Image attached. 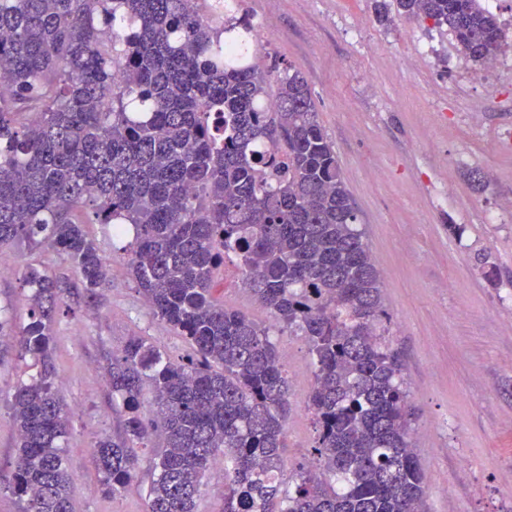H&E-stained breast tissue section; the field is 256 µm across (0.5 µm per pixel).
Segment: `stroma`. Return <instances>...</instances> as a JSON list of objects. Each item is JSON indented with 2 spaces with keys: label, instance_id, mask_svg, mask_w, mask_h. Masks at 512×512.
<instances>
[{
  "label": "stroma",
  "instance_id": "35a3bbf8",
  "mask_svg": "<svg viewBox=\"0 0 512 512\" xmlns=\"http://www.w3.org/2000/svg\"><path fill=\"white\" fill-rule=\"evenodd\" d=\"M239 4L256 27L262 65L276 57L301 72L336 145L403 353L427 512H512V79L471 80L476 65L447 30L398 17L380 25L374 0ZM470 169L488 173L484 192L471 189ZM452 224L462 234L450 233ZM85 231L107 255L109 286L95 308L68 296L75 315L57 317L52 327L53 362L70 410L65 446L74 512H147L149 464L112 497L92 463L95 436L121 427L101 365L132 336L176 359L191 348L144 305L125 264L111 254L109 225ZM481 253L491 266L478 261ZM6 257L17 272L0 277V306L12 308L17 332L28 310L21 273L33 267L71 284L76 278L49 250L22 244ZM215 278L224 284L226 307L267 321L235 265L225 264ZM275 343L288 356L293 466L315 437L306 409L313 374L302 337ZM31 373L29 361L0 345V469L16 446L8 400Z\"/></svg>",
  "mask_w": 512,
  "mask_h": 512
}]
</instances>
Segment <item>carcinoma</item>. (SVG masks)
<instances>
[{"mask_svg":"<svg viewBox=\"0 0 512 512\" xmlns=\"http://www.w3.org/2000/svg\"><path fill=\"white\" fill-rule=\"evenodd\" d=\"M201 0H0V256L48 245L94 303L112 246L151 314L189 342L173 359L140 336L104 358L122 432L92 462L115 496L150 449L148 512H198L224 464V512H424L416 410L365 229L300 72L252 61L253 25ZM446 28L483 64L502 50L480 0H376ZM236 262L265 325L224 307L215 271ZM11 488L18 512H74L68 413L51 324L68 289L32 268ZM302 336L317 437L283 478L288 379L271 339Z\"/></svg>","mask_w":512,"mask_h":512,"instance_id":"obj_1","label":"carcinoma"}]
</instances>
